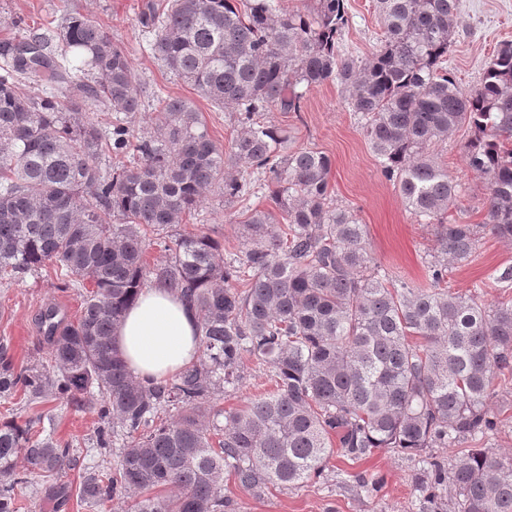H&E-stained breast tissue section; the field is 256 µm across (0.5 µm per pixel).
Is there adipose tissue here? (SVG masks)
<instances>
[{"mask_svg": "<svg viewBox=\"0 0 512 512\" xmlns=\"http://www.w3.org/2000/svg\"><path fill=\"white\" fill-rule=\"evenodd\" d=\"M116 342L135 376L164 382L197 360V318L168 289L147 288L127 309Z\"/></svg>", "mask_w": 512, "mask_h": 512, "instance_id": "obj_1", "label": "adipose tissue"}]
</instances>
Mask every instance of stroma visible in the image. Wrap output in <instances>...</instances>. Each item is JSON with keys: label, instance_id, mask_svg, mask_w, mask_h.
Here are the masks:
<instances>
[{"label": "stroma", "instance_id": "1", "mask_svg": "<svg viewBox=\"0 0 512 512\" xmlns=\"http://www.w3.org/2000/svg\"><path fill=\"white\" fill-rule=\"evenodd\" d=\"M147 0H0V41L40 32L49 22L71 9L92 16L123 46L130 58L143 97L153 94L193 100L213 141L225 145L237 128L234 113L215 108L196 91L177 81L150 49L152 35L138 16ZM350 23L342 37L349 56L367 57L378 46L382 29L375 0H348ZM464 23L448 52V71L463 89L478 85L499 45L512 41V0H460ZM269 120L286 131L297 148L324 152L332 160L330 188L339 204L354 209L366 224L368 240L378 262L395 276L418 287L425 282L421 258L434 245V227L421 224L406 209L398 191L383 177L377 158L365 138L362 123L347 105L345 90L327 82L306 92L297 112L272 109ZM469 136L459 129L436 147L437 160L462 188L460 202L467 220H483L482 202L486 185L469 170L461 144ZM264 193L258 192L232 205H225L219 192L207 193L203 203L177 226L180 234L207 232L221 243L225 258H232L242 247V221L247 212L266 207ZM512 265V239L487 234L480 240L468 264L457 267L448 277L453 292L471 290L474 283L487 279L496 268ZM85 291L62 289L52 268L45 267L19 281L0 280V345L5 346L15 369L44 364L48 347L38 326V315L47 305L57 306L68 319H76L82 309ZM245 379L237 389L227 391L217 405L223 409L240 407L244 401L268 387L267 368L253 357L243 359ZM494 409L502 423L488 434L485 445L512 454V378L496 379ZM35 419L45 433L70 443L73 461L53 483L40 480L26 460L18 468L27 474V483L16 487L20 512H134L135 501L125 498L102 506L80 502L76 492L87 469L101 463L96 444L98 407L72 399L52 396L31 399L24 392L0 398V421ZM362 473L381 479L377 494H366L353 477ZM420 466L413 456L389 451L369 459L353 461L333 456L323 475L303 487L270 490L256 497L225 481L224 493L231 497L234 512H421L422 494L415 488ZM70 491L67 502H60L53 486Z\"/></svg>", "mask_w": 512, "mask_h": 512}]
</instances>
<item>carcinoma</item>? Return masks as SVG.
I'll return each instance as SVG.
<instances>
[{
	"label": "carcinoma",
	"mask_w": 512,
	"mask_h": 512,
	"mask_svg": "<svg viewBox=\"0 0 512 512\" xmlns=\"http://www.w3.org/2000/svg\"><path fill=\"white\" fill-rule=\"evenodd\" d=\"M380 46L345 56L346 0L279 12L273 0H165L142 27L164 67L238 115L223 148L198 110L158 97L152 130L126 51L92 17L64 11L55 38L0 41V279L50 266L65 288L91 290L78 319L48 307L47 364L16 371L0 356V398L23 390L99 403L98 448L112 456L82 477L78 495L103 505L143 495L136 512H227L224 476L260 497L303 486L335 451L421 458L420 490L440 512H512V455L471 448L452 467L431 455L497 430L495 380L512 376V299L485 306L451 292L448 274L484 234L512 239V43L463 91L445 63L459 0H376ZM49 86L33 96L22 80ZM335 81L362 120L382 175L435 246L422 257L427 287L392 277L373 257L366 225L335 202L331 161L288 146L264 112H298L303 94ZM115 113L107 130L82 114ZM461 127L467 167L487 186L484 219L445 223L460 184L433 153ZM112 165L101 166L103 151ZM268 205L243 221V247L226 261L207 233L173 232L216 188L224 202L255 182ZM167 252L144 261L147 233ZM154 282L198 319L200 355L174 378L132 374L115 342L129 305ZM267 366L274 389L233 410L210 406L244 379L242 360ZM224 421H219V417ZM35 422H0V512H19L16 459L49 478L71 448Z\"/></svg>",
	"instance_id": "obj_1"
}]
</instances>
